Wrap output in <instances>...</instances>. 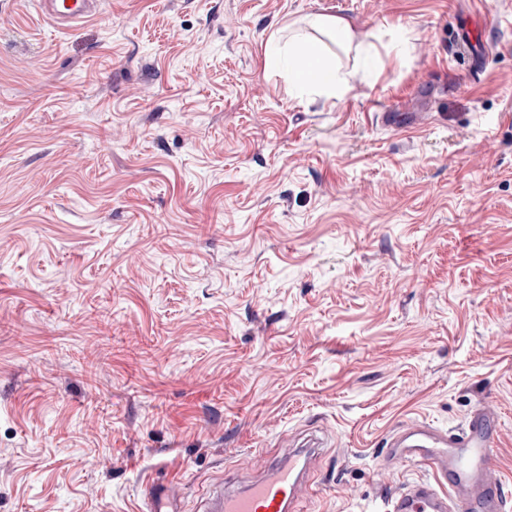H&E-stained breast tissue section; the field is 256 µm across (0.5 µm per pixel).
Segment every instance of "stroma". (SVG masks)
<instances>
[{
	"mask_svg": "<svg viewBox=\"0 0 512 512\" xmlns=\"http://www.w3.org/2000/svg\"><path fill=\"white\" fill-rule=\"evenodd\" d=\"M316 12L334 104L264 65ZM482 403L512 479V0H0V512H202L312 423L301 512H371ZM101 0H38V10L55 28L69 29L99 10ZM307 24L320 32L326 34L336 45L351 49L358 48L357 34L351 26L343 19L323 13H314L307 17ZM146 497L147 512H180L184 493L172 480H161L147 484Z\"/></svg>",
	"mask_w": 512,
	"mask_h": 512,
	"instance_id": "stroma-1",
	"label": "stroma"
}]
</instances>
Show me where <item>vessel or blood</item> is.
<instances>
[{"label": "vessel or blood", "mask_w": 512, "mask_h": 512, "mask_svg": "<svg viewBox=\"0 0 512 512\" xmlns=\"http://www.w3.org/2000/svg\"><path fill=\"white\" fill-rule=\"evenodd\" d=\"M101 0H37L38 10L59 29H69L99 10ZM500 416L482 404L458 428L440 429L427 421L396 427L382 452L387 469L423 466L426 478L408 483L376 504V512H512L495 462ZM325 442L320 437L268 460L260 476L242 480L227 472L209 493L204 512H299L309 497ZM184 496L171 481L146 487L147 512H180Z\"/></svg>", "instance_id": "obj_1"}]
</instances>
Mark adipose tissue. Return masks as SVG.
Listing matches in <instances>:
<instances>
[{
	"label": "adipose tissue",
	"instance_id": "ef3b65f1",
	"mask_svg": "<svg viewBox=\"0 0 512 512\" xmlns=\"http://www.w3.org/2000/svg\"><path fill=\"white\" fill-rule=\"evenodd\" d=\"M265 64L287 71L288 91L293 95H316L336 101L351 89L349 77L337 72L317 41L271 38L265 49Z\"/></svg>",
	"mask_w": 512,
	"mask_h": 512
}]
</instances>
